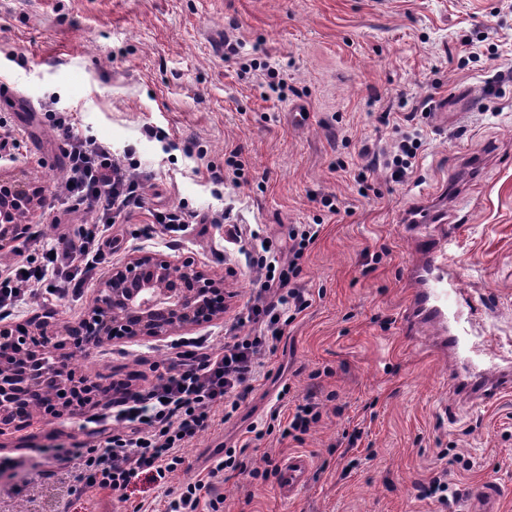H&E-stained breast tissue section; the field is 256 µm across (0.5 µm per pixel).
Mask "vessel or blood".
Returning a JSON list of instances; mask_svg holds the SVG:
<instances>
[{
  "label": "vessel or blood",
  "instance_id": "b4317fda",
  "mask_svg": "<svg viewBox=\"0 0 512 512\" xmlns=\"http://www.w3.org/2000/svg\"><path fill=\"white\" fill-rule=\"evenodd\" d=\"M405 221L415 235L417 252V260L410 266L413 288L408 300L407 321L421 327H434L442 354L470 358L471 330L465 312L470 307L471 297L460 288L449 254L456 227L449 224L445 210L425 203L407 213ZM426 224L439 225V236L422 235L421 229ZM311 469L309 455L289 454L277 475L280 496L286 500L294 498L306 486Z\"/></svg>",
  "mask_w": 512,
  "mask_h": 512
}]
</instances>
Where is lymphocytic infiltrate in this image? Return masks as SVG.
Here are the masks:
<instances>
[{
  "label": "lymphocytic infiltrate",
  "instance_id": "obj_1",
  "mask_svg": "<svg viewBox=\"0 0 512 512\" xmlns=\"http://www.w3.org/2000/svg\"><path fill=\"white\" fill-rule=\"evenodd\" d=\"M64 185L52 190V200L93 203L96 223L81 225L75 234L39 242L33 254L0 271V313L13 310L35 283L47 282V292L61 299L81 295L105 258L107 232L116 215L141 207L143 196L134 164L113 155L110 147L90 139L71 144ZM319 235L307 224L289 235L288 259L272 269L266 259L272 244L263 241L256 263L264 279L246 316L252 334L234 336L223 344L188 340L174 345L170 357L153 364V380L124 392L108 412L94 415L88 440L57 449L56 458L71 469L70 492H120L140 475L168 484L184 468V449L215 423L217 413L232 417L260 373L259 358L277 342L306 308L303 289L292 287L298 261ZM268 478V471L249 467L234 452L213 456L206 480L182 485L164 502L163 512H223L217 486L225 472Z\"/></svg>",
  "mask_w": 512,
  "mask_h": 512
}]
</instances>
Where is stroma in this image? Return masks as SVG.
I'll return each mask as SVG.
<instances>
[{
  "label": "stroma",
  "instance_id": "1",
  "mask_svg": "<svg viewBox=\"0 0 512 512\" xmlns=\"http://www.w3.org/2000/svg\"><path fill=\"white\" fill-rule=\"evenodd\" d=\"M278 74L281 100L268 95ZM51 109L71 113L74 136L138 166L145 206L116 218L102 272L142 250L191 254L223 277L224 316L193 337L223 342L257 286L249 244L230 239L231 227L282 245L292 226L321 227L295 280L309 307L238 412L190 447L181 481L204 478L223 444L259 469L292 452L313 461L291 500L275 479L230 476L218 487L224 512H466L480 485L512 512V391L472 404L448 380L468 363L438 360L431 336L408 339L400 322L413 259L403 215L429 202L459 228L452 265L484 305L475 335L512 345V0H0V124L14 131L0 139V174L62 185L68 141ZM384 112L395 125L379 123ZM414 132V166L392 181L386 163ZM178 205L199 221L173 246L151 212ZM217 213L224 223H211ZM96 217L89 202L62 203L42 210L32 235ZM32 235L0 268L33 249ZM91 301L32 297L8 321L75 323ZM170 345L108 343L80 371L138 386ZM312 390L322 417L301 438H254L272 405L289 417ZM109 401L6 435L0 458L39 466L0 478V512L20 502L27 512H122L115 493L69 495L63 464L47 454L85 440L87 416ZM443 469L462 491L446 511L418 494Z\"/></svg>",
  "mask_w": 512,
  "mask_h": 512
}]
</instances>
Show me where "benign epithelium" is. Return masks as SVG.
<instances>
[{
	"label": "benign epithelium",
	"mask_w": 512,
	"mask_h": 512,
	"mask_svg": "<svg viewBox=\"0 0 512 512\" xmlns=\"http://www.w3.org/2000/svg\"><path fill=\"white\" fill-rule=\"evenodd\" d=\"M42 208L43 196L26 173L0 175V252L15 249ZM93 303L75 324L49 316L33 317L19 328L0 324L1 436L24 423L27 398L38 383L31 366L54 378L59 393L75 387L76 352L87 355L115 340L162 339L222 318L224 278L192 256L176 262L159 251H138L112 268Z\"/></svg>",
	"instance_id": "7a95c632"
}]
</instances>
